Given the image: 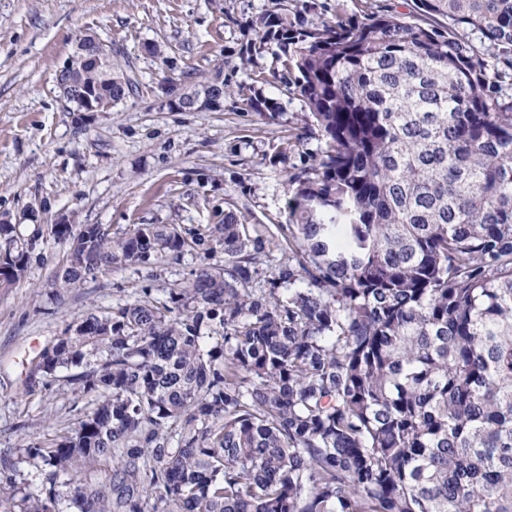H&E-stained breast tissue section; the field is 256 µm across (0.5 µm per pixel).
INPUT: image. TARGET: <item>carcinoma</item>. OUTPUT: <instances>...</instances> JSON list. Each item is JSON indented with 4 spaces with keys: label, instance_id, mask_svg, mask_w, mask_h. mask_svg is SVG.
<instances>
[{
    "label": "carcinoma",
    "instance_id": "carcinoma-1",
    "mask_svg": "<svg viewBox=\"0 0 512 512\" xmlns=\"http://www.w3.org/2000/svg\"><path fill=\"white\" fill-rule=\"evenodd\" d=\"M414 6L443 23H253L324 143L288 178L285 291L253 287L275 240L232 212L189 237L52 226L57 288L217 246L224 265L68 325L40 371L91 407L25 448L41 479L0 484L11 512H512V0ZM68 61L88 94L132 90ZM29 260L0 224V288Z\"/></svg>",
    "mask_w": 512,
    "mask_h": 512
}]
</instances>
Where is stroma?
Returning a JSON list of instances; mask_svg holds the SVG:
<instances>
[{"label": "stroma", "mask_w": 512, "mask_h": 512, "mask_svg": "<svg viewBox=\"0 0 512 512\" xmlns=\"http://www.w3.org/2000/svg\"><path fill=\"white\" fill-rule=\"evenodd\" d=\"M305 22L335 21L337 0H317ZM289 0H0V219L30 243L26 277L0 288V460L18 461L30 443L74 428L87 399L65 373L34 371L33 359L89 310L135 300L164 301L186 287L202 257L118 265L62 292L53 288L67 241L51 226L88 224L119 234L131 224L195 229L234 212L251 236L286 221L288 175L308 168L322 143L305 129L307 108L294 87L256 81L277 67L273 54L247 55L254 21ZM416 18L412 0H346L344 21L377 10ZM87 30L111 43L134 96L79 120L56 89V71ZM224 77L220 111L164 106L161 89L189 93ZM277 102L275 112L247 107Z\"/></svg>", "instance_id": "1"}]
</instances>
